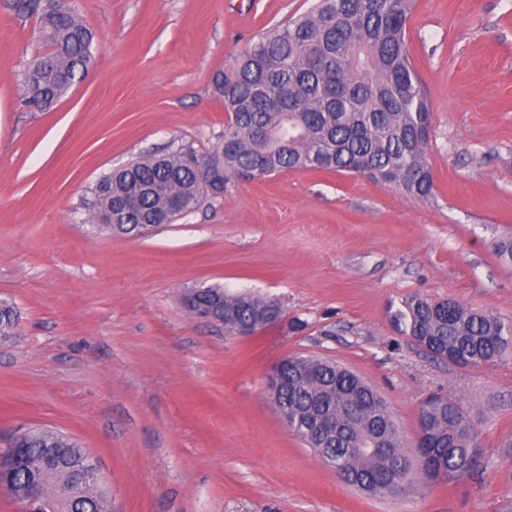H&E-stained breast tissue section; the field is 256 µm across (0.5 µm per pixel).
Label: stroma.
I'll use <instances>...</instances> for the list:
<instances>
[{"label": "stroma", "instance_id": "35a3bbf8", "mask_svg": "<svg viewBox=\"0 0 512 512\" xmlns=\"http://www.w3.org/2000/svg\"><path fill=\"white\" fill-rule=\"evenodd\" d=\"M96 36L88 74L51 111L23 107L35 20L0 0V448L20 425L95 459L111 512H512V357L435 359L399 333L406 297H452L512 322V0H414L411 56L433 107L436 192L353 174L231 179L224 195L144 236L83 202L104 174L224 132L214 77L314 0H67ZM274 299L241 337L193 317L192 290ZM342 364L390 404L407 455L421 403L462 399L483 468L405 493L345 485L265 391L285 356Z\"/></svg>", "mask_w": 512, "mask_h": 512}]
</instances>
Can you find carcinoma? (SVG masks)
<instances>
[{
  "mask_svg": "<svg viewBox=\"0 0 512 512\" xmlns=\"http://www.w3.org/2000/svg\"><path fill=\"white\" fill-rule=\"evenodd\" d=\"M365 0H316L306 13L273 28L254 42L216 79L224 101V135L207 153L217 165L212 189L201 187L192 149L141 156L101 176L89 202L95 222L135 235L139 225L175 202L189 213L206 199L224 194V185L246 171L260 179L284 171L357 174L404 194L427 200L435 184L428 161L432 104L414 68L407 42L411 0H379L375 13ZM18 13L35 17L45 52L36 68L23 72L25 106L48 112L81 80L91 61L95 33L67 0H16ZM201 300L224 302V327L237 324L260 332L275 322L268 300L222 288L199 291ZM393 322L403 335L427 340V352L440 360L461 358L464 366L492 365L512 356V323L467 307L454 298L411 295ZM19 325L15 307L0 301V336ZM288 385L281 393L288 429L306 442L312 415L336 421V437L317 450L326 465L364 493L396 495L408 474L399 425L390 405L360 376L335 363L300 355L284 364ZM424 412L419 463L435 483L463 482L482 469L478 431L459 399L429 396ZM7 447L22 449L8 494L26 489L37 474L55 505L69 512L63 488L66 469L47 471L44 449L75 457L86 450L68 435L30 427L13 435ZM82 512H108L105 496L91 486Z\"/></svg>",
  "mask_w": 512,
  "mask_h": 512,
  "instance_id": "obj_1",
  "label": "carcinoma"
}]
</instances>
